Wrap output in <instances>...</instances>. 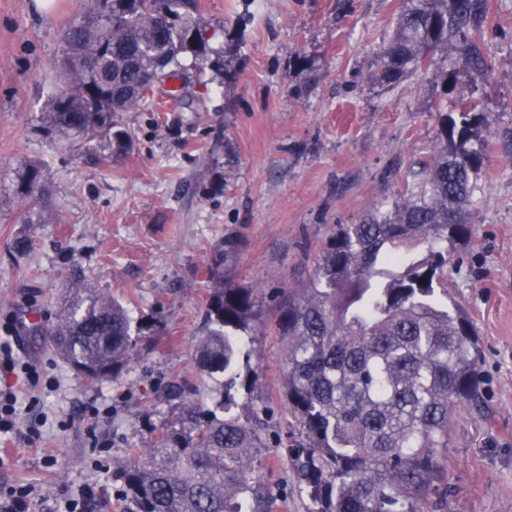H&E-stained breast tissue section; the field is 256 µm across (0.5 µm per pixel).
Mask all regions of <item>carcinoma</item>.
Returning a JSON list of instances; mask_svg holds the SVG:
<instances>
[{"instance_id":"obj_1","label":"carcinoma","mask_w":512,"mask_h":512,"mask_svg":"<svg viewBox=\"0 0 512 512\" xmlns=\"http://www.w3.org/2000/svg\"><path fill=\"white\" fill-rule=\"evenodd\" d=\"M103 2L83 0L64 33L63 86L40 125L52 141L122 139L123 114L145 104L147 79L184 74L188 53L194 69L223 74V56L208 48L189 0H112L105 23ZM487 10V0H404L375 80L393 85L422 74L448 89L463 51L489 82L477 47ZM437 111V144L419 176L361 223L339 225L309 282L280 310L295 425L279 445L308 512H423L439 489L451 414L479 400L477 342L468 313L452 300L448 260L471 239L485 130L471 99ZM44 182L37 166L18 172L30 224L47 208ZM210 280L207 332L194 360L224 383L209 405L171 386L174 420L125 471L135 512H262L253 472L266 440L261 409L250 401L259 375L246 363L257 300L217 271ZM50 334L60 356L93 380L121 376L134 348L127 310L81 280Z\"/></svg>"}]
</instances>
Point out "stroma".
<instances>
[{
	"instance_id": "35a3bbf8",
	"label": "stroma",
	"mask_w": 512,
	"mask_h": 512,
	"mask_svg": "<svg viewBox=\"0 0 512 512\" xmlns=\"http://www.w3.org/2000/svg\"><path fill=\"white\" fill-rule=\"evenodd\" d=\"M224 73L169 84L124 113L122 143L67 148L38 131L57 88L62 36L82 0H0V394L18 395L0 434V497L30 491V512H67L83 488L93 512H128L124 472L171 420V383L207 402L216 381L196 370L218 243L222 271L253 289L258 319L253 397L284 435L288 291L313 274L340 225L359 223L398 194L437 139L444 96L424 75L376 83L377 53L402 0H196ZM480 50L489 83L467 57L452 98L474 97L488 129L472 237L448 269L481 349L480 408L455 412L439 490L424 512H512V0H488ZM45 169L50 207L25 221L17 173ZM24 233L32 249L15 253ZM125 303L135 342L126 371L93 381L56 351L42 327L72 280ZM254 478L267 512H306L281 449L258 451Z\"/></svg>"
}]
</instances>
